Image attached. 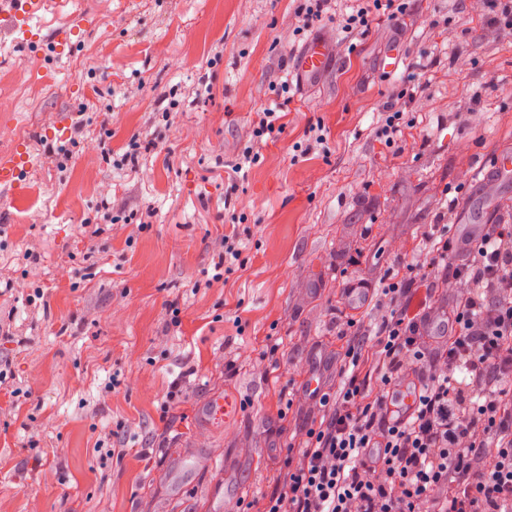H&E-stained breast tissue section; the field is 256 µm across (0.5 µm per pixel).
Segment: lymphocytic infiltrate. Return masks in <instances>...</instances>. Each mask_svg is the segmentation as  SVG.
I'll return each instance as SVG.
<instances>
[{
	"instance_id": "f902f5d3",
	"label": "lymphocytic infiltrate",
	"mask_w": 512,
	"mask_h": 512,
	"mask_svg": "<svg viewBox=\"0 0 512 512\" xmlns=\"http://www.w3.org/2000/svg\"><path fill=\"white\" fill-rule=\"evenodd\" d=\"M355 2L347 33L406 11ZM426 248L413 277L372 283L375 312L349 320L335 390L309 394L287 475L239 512H512V225L462 247L436 229ZM406 381L417 399L404 416L387 397Z\"/></svg>"
}]
</instances>
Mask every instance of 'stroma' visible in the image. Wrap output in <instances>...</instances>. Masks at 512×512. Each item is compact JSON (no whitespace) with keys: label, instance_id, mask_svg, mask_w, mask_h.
Masks as SVG:
<instances>
[{"label":"stroma","instance_id":"stroma-1","mask_svg":"<svg viewBox=\"0 0 512 512\" xmlns=\"http://www.w3.org/2000/svg\"><path fill=\"white\" fill-rule=\"evenodd\" d=\"M303 3L45 0L44 32L90 17L78 49L0 60V155L20 138L36 161L27 197H0L12 286L0 296L12 331L0 339V512H211L214 490L271 493L308 420L306 380L335 384L339 331L373 308L348 306L339 283L408 275L447 211L455 236L512 224V176L494 165L512 156V34L489 30L478 0H406L399 26L381 18L350 38L331 19L299 35ZM314 38L330 66L303 86L296 64ZM28 64L39 92L18 77ZM411 76L422 97L398 98ZM171 94L181 106L167 125L157 113ZM390 103L401 130L389 143ZM267 108L286 127L251 144ZM138 137L155 148L135 168L113 164ZM248 146L257 163H241ZM237 164L232 194L202 179ZM104 201L120 223H104ZM230 231L241 255L216 282L211 242ZM216 393L240 399V418L196 432ZM228 449L241 453L229 472ZM208 458L214 469L182 475Z\"/></svg>","mask_w":512,"mask_h":512}]
</instances>
